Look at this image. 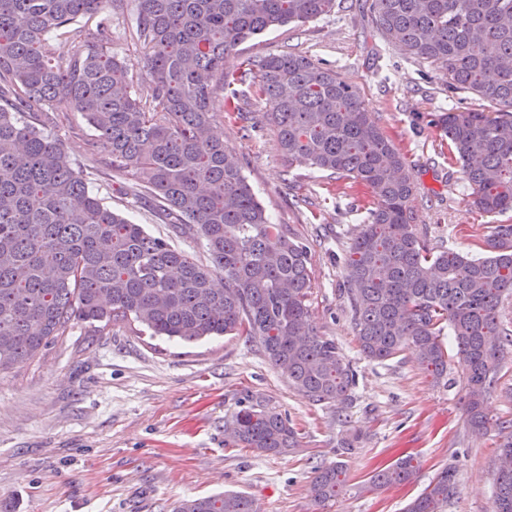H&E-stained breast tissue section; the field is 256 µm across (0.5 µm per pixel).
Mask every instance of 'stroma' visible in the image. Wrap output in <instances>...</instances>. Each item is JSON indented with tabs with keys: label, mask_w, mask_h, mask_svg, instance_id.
I'll use <instances>...</instances> for the list:
<instances>
[{
	"label": "stroma",
	"mask_w": 512,
	"mask_h": 512,
	"mask_svg": "<svg viewBox=\"0 0 512 512\" xmlns=\"http://www.w3.org/2000/svg\"><path fill=\"white\" fill-rule=\"evenodd\" d=\"M371 0H336L317 20L265 32L239 46L224 69L244 57L293 51L335 68L357 86L383 134L405 157L415 184L413 223L430 247L484 256L491 223L468 203L467 183L447 136L432 120L449 104L485 110L478 97L449 95L437 66L403 55L377 32ZM136 6L125 0L112 18V50L145 92L143 54L131 38ZM253 75L239 76L237 111L225 113L217 136L235 151L272 223L310 250L311 318L336 342L356 373L343 407L298 392L258 344L225 335L195 342L151 336L131 322L107 328L77 323L31 361L0 372V499L15 512H173L185 499L235 491L260 512H403L444 468L455 471L445 512H491L496 486L495 424L512 418V346L504 352L485 411L486 433L471 431L463 402L464 372L451 333L442 342L453 360L434 379L411 349L378 363L361 352L342 294L344 257L374 199L350 180L284 160L268 106L254 95ZM54 133L74 167L94 169L101 203L196 261L200 238L162 223L153 200L122 195L128 177L105 159L91 160L97 133L82 113L66 111ZM286 416L299 446L283 454L239 447L227 424L243 398ZM413 455L415 480L369 493L372 470ZM344 464L343 489L327 510L311 496L316 466Z\"/></svg>",
	"instance_id": "1"
}]
</instances>
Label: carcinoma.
<instances>
[{
  "label": "carcinoma",
  "mask_w": 512,
  "mask_h": 512,
  "mask_svg": "<svg viewBox=\"0 0 512 512\" xmlns=\"http://www.w3.org/2000/svg\"><path fill=\"white\" fill-rule=\"evenodd\" d=\"M136 43L146 93L112 53V16L123 0H0V371L35 358L76 322H139L183 341L237 334L318 404H345L355 373L310 322L308 247L269 221L236 153L213 126L236 100L224 60L272 27L305 24L336 0H135ZM382 38L446 70L448 91L470 92L488 111L450 107L433 122L448 136L474 208L512 211V0H372ZM95 27H72L99 14ZM65 30L70 51L50 33ZM267 101L288 160L367 189L375 206L345 255L344 289L363 354L383 363L404 348L438 378L448 374L441 336L450 327L465 370L469 428L489 419L483 402L497 381L512 329L498 307L512 294V224H491L486 258L430 251L412 224L415 186L359 89L296 53L241 62ZM83 113L103 151L130 177L136 198L158 202L165 223L204 241L203 264L104 207L51 130L55 105ZM235 441L260 453L298 447L288 419L249 399L234 413ZM498 453L512 456V420L496 423ZM412 458L376 469L372 491L409 482ZM343 465L314 470L313 500H334ZM455 477L442 471L405 512H443ZM174 512H257L228 492L184 500ZM492 512H512V470L497 472Z\"/></svg>",
  "instance_id": "obj_1"
}]
</instances>
